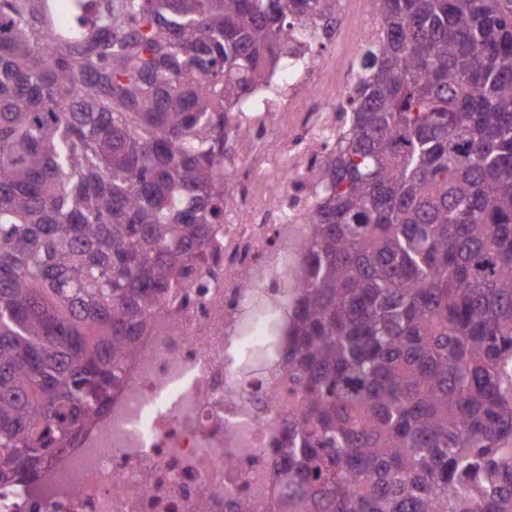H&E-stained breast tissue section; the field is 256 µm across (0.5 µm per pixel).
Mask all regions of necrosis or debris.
<instances>
[{
    "label": "necrosis or debris",
    "instance_id": "necrosis-or-debris-1",
    "mask_svg": "<svg viewBox=\"0 0 512 512\" xmlns=\"http://www.w3.org/2000/svg\"><path fill=\"white\" fill-rule=\"evenodd\" d=\"M348 29L298 21L288 62L243 113L225 169L224 222L201 265L166 298L125 382L35 484L0 486V512H224L265 503L283 439L288 374L275 371L297 282L318 150L356 78L352 58L379 32L371 0Z\"/></svg>",
    "mask_w": 512,
    "mask_h": 512
}]
</instances>
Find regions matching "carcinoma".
I'll return each instance as SVG.
<instances>
[{
    "instance_id": "1",
    "label": "carcinoma",
    "mask_w": 512,
    "mask_h": 512,
    "mask_svg": "<svg viewBox=\"0 0 512 512\" xmlns=\"http://www.w3.org/2000/svg\"><path fill=\"white\" fill-rule=\"evenodd\" d=\"M0 0V484L124 383L330 0ZM288 299L265 512H512V0H374Z\"/></svg>"
}]
</instances>
